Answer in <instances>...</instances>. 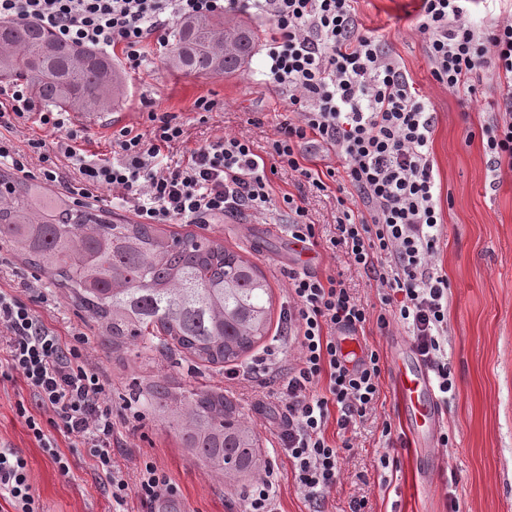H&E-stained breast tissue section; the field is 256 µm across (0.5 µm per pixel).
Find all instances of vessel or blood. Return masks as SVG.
I'll return each mask as SVG.
<instances>
[{"label": "vessel or blood", "instance_id": "1", "mask_svg": "<svg viewBox=\"0 0 512 512\" xmlns=\"http://www.w3.org/2000/svg\"><path fill=\"white\" fill-rule=\"evenodd\" d=\"M394 376L407 426L419 447H430L440 410L428 371L419 359L402 356L395 361Z\"/></svg>", "mask_w": 512, "mask_h": 512}]
</instances>
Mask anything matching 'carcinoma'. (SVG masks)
<instances>
[{"label": "carcinoma", "mask_w": 512, "mask_h": 512, "mask_svg": "<svg viewBox=\"0 0 512 512\" xmlns=\"http://www.w3.org/2000/svg\"><path fill=\"white\" fill-rule=\"evenodd\" d=\"M255 39L245 24L191 17L173 32L165 66L185 75L235 74ZM0 81H20L40 101L91 115L118 102L123 75L104 53L62 42L39 24L7 21L0 26ZM0 241L63 289L106 343L137 358L235 364L271 324L266 276L239 253L194 233L110 221L7 169L0 170ZM129 398L230 484L266 464L256 432L221 390H176L157 380L133 383Z\"/></svg>", "instance_id": "obj_1"}]
</instances>
